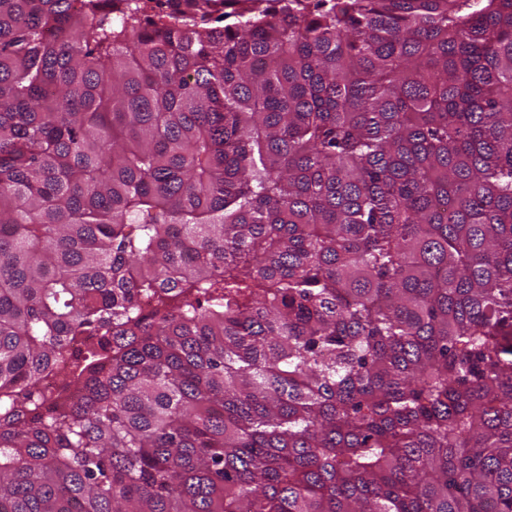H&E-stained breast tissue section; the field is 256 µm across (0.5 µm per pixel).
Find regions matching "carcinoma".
I'll return each instance as SVG.
<instances>
[{"instance_id": "obj_1", "label": "carcinoma", "mask_w": 512, "mask_h": 512, "mask_svg": "<svg viewBox=\"0 0 512 512\" xmlns=\"http://www.w3.org/2000/svg\"><path fill=\"white\" fill-rule=\"evenodd\" d=\"M72 2L0 0V512H512V0Z\"/></svg>"}]
</instances>
